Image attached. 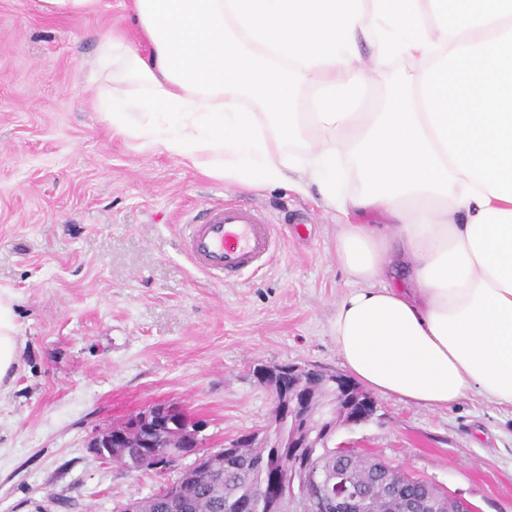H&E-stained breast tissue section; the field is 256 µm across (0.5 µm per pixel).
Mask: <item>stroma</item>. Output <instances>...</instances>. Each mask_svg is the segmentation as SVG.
Instances as JSON below:
<instances>
[{"mask_svg": "<svg viewBox=\"0 0 512 512\" xmlns=\"http://www.w3.org/2000/svg\"><path fill=\"white\" fill-rule=\"evenodd\" d=\"M129 0L59 17L0 0V289L15 297L19 367L0 388V512H115L161 484L93 456L91 434L148 406H181L202 448L264 431L259 363L342 372L331 336L349 276L334 249L343 216L318 188H244L138 149L96 108L101 36L135 38ZM409 65L353 89L386 97ZM232 199L265 213L279 249L220 283L180 249L184 221ZM336 443L512 512V407L470 394L441 409L375 394Z\"/></svg>", "mask_w": 512, "mask_h": 512, "instance_id": "1", "label": "stroma"}]
</instances>
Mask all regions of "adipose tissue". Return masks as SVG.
<instances>
[{
	"instance_id": "obj_1",
	"label": "adipose tissue",
	"mask_w": 512,
	"mask_h": 512,
	"mask_svg": "<svg viewBox=\"0 0 512 512\" xmlns=\"http://www.w3.org/2000/svg\"><path fill=\"white\" fill-rule=\"evenodd\" d=\"M146 44L109 33L92 66L113 133L242 186H317L352 289L331 334L367 388L422 407L468 393L512 407V202L461 201L473 178L439 141L424 71L496 38L497 22L438 29L429 0H132ZM371 48L369 61L358 54ZM409 63V83L359 109L340 86ZM352 166L360 188L336 186ZM14 297L0 290V386L18 365Z\"/></svg>"
}]
</instances>
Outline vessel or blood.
<instances>
[{
	"instance_id": "obj_1",
	"label": "vessel or blood",
	"mask_w": 512,
	"mask_h": 512,
	"mask_svg": "<svg viewBox=\"0 0 512 512\" xmlns=\"http://www.w3.org/2000/svg\"><path fill=\"white\" fill-rule=\"evenodd\" d=\"M276 246L269 219L236 201L204 204L200 215L188 220L183 236L190 262L218 281L237 278L262 265Z\"/></svg>"
}]
</instances>
